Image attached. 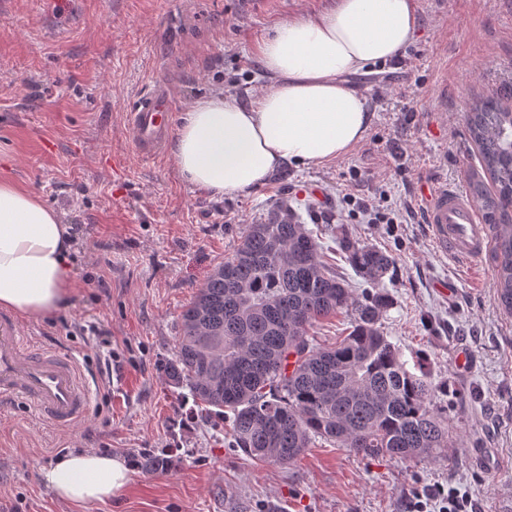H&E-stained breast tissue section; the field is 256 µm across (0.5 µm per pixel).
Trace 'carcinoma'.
<instances>
[{
	"label": "carcinoma",
	"instance_id": "1",
	"mask_svg": "<svg viewBox=\"0 0 512 512\" xmlns=\"http://www.w3.org/2000/svg\"><path fill=\"white\" fill-rule=\"evenodd\" d=\"M483 175L474 179L495 236L497 299L512 313V87L467 115ZM490 180L485 185L484 179ZM339 250L373 290L356 295L336 275L312 232L288 210L248 224L232 254L208 276L181 317L167 380L228 419L232 447L290 464L318 439L365 455L443 456L448 411L421 361L407 368L381 331L391 299L380 289L388 253L335 228ZM351 313L347 336L326 347L308 333L320 319Z\"/></svg>",
	"mask_w": 512,
	"mask_h": 512
}]
</instances>
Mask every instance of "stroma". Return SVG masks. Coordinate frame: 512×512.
<instances>
[{
	"instance_id": "stroma-1",
	"label": "stroma",
	"mask_w": 512,
	"mask_h": 512,
	"mask_svg": "<svg viewBox=\"0 0 512 512\" xmlns=\"http://www.w3.org/2000/svg\"><path fill=\"white\" fill-rule=\"evenodd\" d=\"M415 3L404 67L351 78L373 114L355 148L214 197L179 177L171 150L140 155L128 112L160 85L176 125L218 91L255 103L262 41L333 0H0V180L54 208L73 238L69 304L22 324L34 345L71 355L91 386L89 416L67 432L22 400L0 409V512H406L415 490L450 482L477 512H512V315L497 302L495 259L463 272L416 207L422 183L467 188L481 170L466 114L512 86V0ZM379 200L404 223L372 224L354 210ZM284 202L353 291L366 282L333 225L394 258L381 329L404 360L426 363L456 440L446 457L318 443L286 465L252 459L229 447L228 424L168 383L160 364L176 352L182 312L245 225ZM82 450L133 465L124 488L86 508L43 481ZM484 455L493 466L480 465Z\"/></svg>"
}]
</instances>
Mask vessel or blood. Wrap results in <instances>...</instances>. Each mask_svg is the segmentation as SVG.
Returning a JSON list of instances; mask_svg holds the SVG:
<instances>
[{
    "label": "vessel or blood",
    "instance_id": "obj_1",
    "mask_svg": "<svg viewBox=\"0 0 512 512\" xmlns=\"http://www.w3.org/2000/svg\"><path fill=\"white\" fill-rule=\"evenodd\" d=\"M172 95L159 87L142 95L128 114L136 148L143 154L161 153L171 133ZM424 222L445 254L463 264L480 260L491 246L475 202L454 185L425 188ZM23 399L30 410L50 425L69 429L87 417L90 393L76 363L52 350L28 345L23 326L0 313V402Z\"/></svg>",
    "mask_w": 512,
    "mask_h": 512
}]
</instances>
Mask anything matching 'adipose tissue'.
I'll list each match as a JSON object with an SVG mask.
<instances>
[{"label": "adipose tissue", "instance_id": "ef3b65f1", "mask_svg": "<svg viewBox=\"0 0 512 512\" xmlns=\"http://www.w3.org/2000/svg\"><path fill=\"white\" fill-rule=\"evenodd\" d=\"M417 25L415 0H335L322 15L278 25L261 46L267 82L255 104L216 93L185 112L172 149L179 176L214 196L245 194L284 164L349 153L373 117L349 76L398 56ZM71 248L53 208L0 181V307L24 316L64 308ZM128 475L123 461L84 451L45 480L60 499L88 506L111 498Z\"/></svg>", "mask_w": 512, "mask_h": 512}]
</instances>
